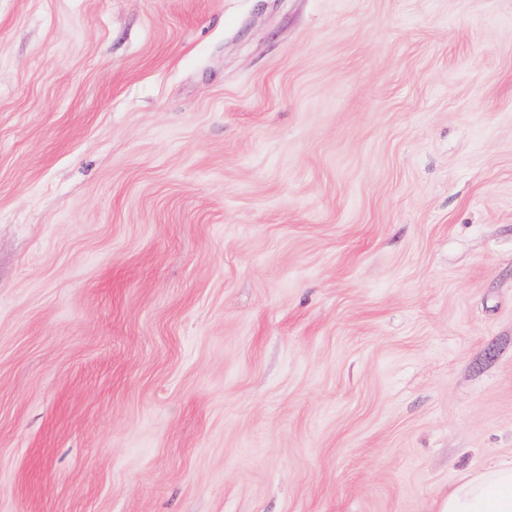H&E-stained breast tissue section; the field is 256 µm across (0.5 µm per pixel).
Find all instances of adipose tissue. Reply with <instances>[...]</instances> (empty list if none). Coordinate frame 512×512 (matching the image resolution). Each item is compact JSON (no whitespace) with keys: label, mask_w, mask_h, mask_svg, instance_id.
Wrapping results in <instances>:
<instances>
[{"label":"adipose tissue","mask_w":512,"mask_h":512,"mask_svg":"<svg viewBox=\"0 0 512 512\" xmlns=\"http://www.w3.org/2000/svg\"><path fill=\"white\" fill-rule=\"evenodd\" d=\"M442 512H512V465L477 473L453 488Z\"/></svg>","instance_id":"1"}]
</instances>
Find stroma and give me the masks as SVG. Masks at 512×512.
Segmentation results:
<instances>
[{
	"label": "stroma",
	"mask_w": 512,
	"mask_h": 512,
	"mask_svg": "<svg viewBox=\"0 0 512 512\" xmlns=\"http://www.w3.org/2000/svg\"><path fill=\"white\" fill-rule=\"evenodd\" d=\"M511 463L512 0H0V512Z\"/></svg>",
	"instance_id": "stroma-1"
}]
</instances>
